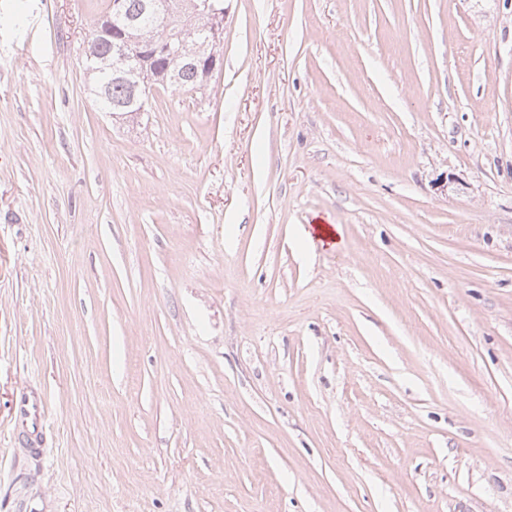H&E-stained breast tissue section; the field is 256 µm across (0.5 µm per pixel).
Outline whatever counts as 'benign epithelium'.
Returning a JSON list of instances; mask_svg holds the SVG:
<instances>
[{"instance_id":"obj_1","label":"benign epithelium","mask_w":512,"mask_h":512,"mask_svg":"<svg viewBox=\"0 0 512 512\" xmlns=\"http://www.w3.org/2000/svg\"><path fill=\"white\" fill-rule=\"evenodd\" d=\"M166 13V33L152 40V52L149 53L143 50L141 36L131 33L134 25L125 16L123 0H110L107 19L112 24L111 57L96 59L92 38L84 45L83 61L86 66L93 63L110 68L114 57L123 63L120 74L128 76L131 82L138 115L145 111L146 101L156 83L175 85L179 71L191 69L196 73L197 87L200 88L223 66L220 50L226 16L223 0H170ZM187 19L203 22L209 31L204 43L196 45L190 52L183 50L182 34L178 33Z\"/></svg>"}]
</instances>
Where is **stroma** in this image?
<instances>
[{
    "instance_id": "stroma-1",
    "label": "stroma",
    "mask_w": 512,
    "mask_h": 512,
    "mask_svg": "<svg viewBox=\"0 0 512 512\" xmlns=\"http://www.w3.org/2000/svg\"><path fill=\"white\" fill-rule=\"evenodd\" d=\"M107 5L0 0V512H512V0H225L135 116ZM15 414L23 425H31L35 431L42 418V408L30 398L22 396L16 401Z\"/></svg>"
}]
</instances>
